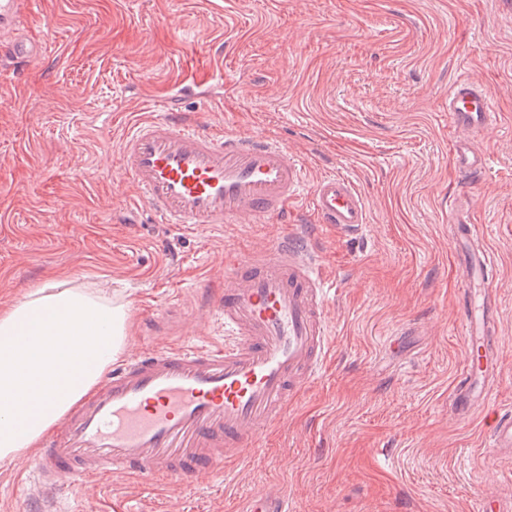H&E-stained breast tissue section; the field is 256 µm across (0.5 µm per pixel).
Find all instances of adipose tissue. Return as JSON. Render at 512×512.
I'll return each mask as SVG.
<instances>
[{
  "instance_id": "1",
  "label": "adipose tissue",
  "mask_w": 512,
  "mask_h": 512,
  "mask_svg": "<svg viewBox=\"0 0 512 512\" xmlns=\"http://www.w3.org/2000/svg\"><path fill=\"white\" fill-rule=\"evenodd\" d=\"M128 307L100 290L54 280L0 309V461L27 454L123 353Z\"/></svg>"
}]
</instances>
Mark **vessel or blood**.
Listing matches in <instances>:
<instances>
[{"mask_svg": "<svg viewBox=\"0 0 512 512\" xmlns=\"http://www.w3.org/2000/svg\"><path fill=\"white\" fill-rule=\"evenodd\" d=\"M29 2L0 0V64L16 72L43 49L39 38L19 30ZM448 115L463 132L488 131L498 118L487 92L467 77L450 85ZM451 157L468 184L491 166L490 156L463 137L454 140ZM119 159L139 202L160 223L194 233L209 224L273 219L288 232L247 256L225 252L220 280L198 289L197 308L223 325V341L175 342L189 315L179 295L141 319L143 340L164 336L167 344L114 363L43 440L27 476L36 512H57L61 493L82 492L107 475L220 481L227 462L261 455L260 433L285 422L333 350L326 308L339 284L322 265L318 230L328 226L347 238L368 222L365 197L348 178L329 175L307 185L302 160L285 143L206 127L173 108L130 123ZM304 193L310 224L294 221ZM448 222L463 277L457 318L466 340L449 407L459 419L485 412L489 448L512 459V408L488 407L500 367L498 259L476 231L466 193L449 195ZM238 512L293 508L282 490L263 487Z\"/></svg>", "mask_w": 512, "mask_h": 512, "instance_id": "obj_1", "label": "vessel or blood"}]
</instances>
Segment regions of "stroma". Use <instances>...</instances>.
<instances>
[{
	"instance_id": "stroma-1",
	"label": "stroma",
	"mask_w": 512,
	"mask_h": 512,
	"mask_svg": "<svg viewBox=\"0 0 512 512\" xmlns=\"http://www.w3.org/2000/svg\"><path fill=\"white\" fill-rule=\"evenodd\" d=\"M47 52L0 69V306L64 274L121 294L130 315L161 311L285 230L246 219L200 234L154 223L119 165L147 93L222 69L180 111L229 132L275 136L311 177L355 181L369 223L355 239L323 227L335 347L327 370L263 432L260 460L229 462L224 486L104 478L64 512H236L270 485L295 512H475L512 499V463L485 445L482 414L448 397L464 345L462 274L448 239V156L459 137L449 86L481 84L498 114L473 135L493 163L469 188L470 216L497 254L502 374L490 406L512 403V0H32ZM409 326L400 349L393 329ZM29 456L0 462V512H30L16 484Z\"/></svg>"
}]
</instances>
